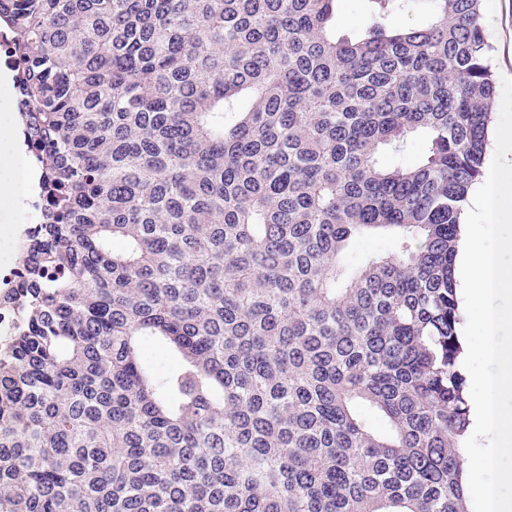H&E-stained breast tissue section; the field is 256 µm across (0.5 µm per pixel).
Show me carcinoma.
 I'll return each mask as SVG.
<instances>
[{
	"mask_svg": "<svg viewBox=\"0 0 512 512\" xmlns=\"http://www.w3.org/2000/svg\"><path fill=\"white\" fill-rule=\"evenodd\" d=\"M339 2L0 0L46 193L0 283V512H469L484 0H363L354 38ZM363 25L361 0H343L336 11V33L338 35L354 36ZM393 248V241L385 236L367 235L358 238L352 252L347 256V262L355 265L365 255L384 253Z\"/></svg>",
	"mask_w": 512,
	"mask_h": 512,
	"instance_id": "obj_1",
	"label": "carcinoma"
}]
</instances>
